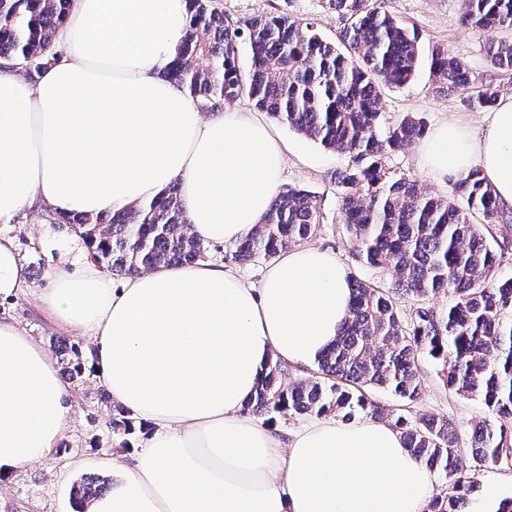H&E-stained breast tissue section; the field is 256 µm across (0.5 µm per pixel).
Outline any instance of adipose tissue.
<instances>
[{"mask_svg":"<svg viewBox=\"0 0 512 512\" xmlns=\"http://www.w3.org/2000/svg\"><path fill=\"white\" fill-rule=\"evenodd\" d=\"M188 0H73L62 57L33 81L0 67V223L37 207L114 212L178 182L195 236L224 245L269 210L284 151L246 112L204 117L161 77L190 21ZM437 174L478 166L512 208V96L478 140L439 127L424 149ZM25 267L0 237V300ZM351 298L336 257L296 247L258 283L210 261L111 280L91 259L53 272L39 300L93 347L113 401L148 431L100 460L118 478L88 512H424L428 470L386 423L324 418L280 436L244 411L269 358L312 364ZM53 355L0 320V485L45 458L69 423Z\"/></svg>","mask_w":512,"mask_h":512,"instance_id":"ef3b65f1","label":"adipose tissue"}]
</instances>
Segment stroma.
I'll list each match as a JSON object with an SVG mask.
<instances>
[{"mask_svg": "<svg viewBox=\"0 0 512 512\" xmlns=\"http://www.w3.org/2000/svg\"><path fill=\"white\" fill-rule=\"evenodd\" d=\"M221 5L225 17L233 23L262 13L284 14L295 20L316 22L323 35L331 39L337 38L344 26L342 18L328 10L323 0H221ZM380 5L417 29L423 51L439 47L460 56L470 66L476 81L492 85L498 96L512 95V70L488 65V37L462 25L461 0H381ZM379 108L383 121L389 123L407 115L421 118L429 134L451 123L477 137L492 116L491 109L473 107L460 97L439 94L424 68L406 85L384 89ZM272 130L284 149L282 188H304L319 198L321 223L308 238V245L331 252L351 277L388 287L386 275L359 261L342 224L336 174L347 165V156L324 149L280 123H273ZM423 146L419 140L407 151L388 154L385 164L395 174L416 178L424 191L447 195V178L436 177L422 164ZM0 234L13 238L26 266L24 288L16 298L0 300V318L17 322L45 347H53L64 338L80 349H87V341L58 327L39 301L40 294L51 286L49 271L75 260L84 247L83 241L69 225L36 221L28 214L18 215L9 224L0 223ZM437 372L433 361L422 362V393L417 410L447 416L458 428H466L468 422L483 415L482 401L448 391ZM102 390V384L91 372L82 384L72 386L71 421L61 439V448L44 460L22 467L7 486L0 488V512H74L70 491L86 474L85 469L79 468V461L119 453L125 440L133 445L141 442L143 435L139 432L126 439L113 434L112 403L103 400ZM478 480L481 490L472 501L474 512H496L500 500L512 496V471L486 469L479 472Z\"/></svg>", "mask_w": 512, "mask_h": 512, "instance_id": "1", "label": "stroma"}]
</instances>
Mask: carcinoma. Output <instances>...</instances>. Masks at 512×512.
Segmentation results:
<instances>
[{
  "instance_id": "obj_1",
  "label": "carcinoma",
  "mask_w": 512,
  "mask_h": 512,
  "mask_svg": "<svg viewBox=\"0 0 512 512\" xmlns=\"http://www.w3.org/2000/svg\"><path fill=\"white\" fill-rule=\"evenodd\" d=\"M72 0H0V60L33 80L61 51L56 33ZM348 20L340 42L327 39L313 22L285 15H257L228 23L218 0H189L191 21L163 76L182 85L193 100L213 110L246 96L257 108L351 165L337 174L341 214L357 257L385 272L391 288L351 282L352 303L336 342L318 358L319 375L285 381L287 366L272 360L247 408L256 415H358L398 430L405 448L447 482L424 512H469L484 468H512V278L500 275L512 248V217L496 200L477 167L450 179L446 197L423 191L408 175L384 164L422 136L425 124L406 116L380 131L382 87L409 82L422 63L417 30L374 0H326ZM461 23L477 31L512 30V0H462ZM247 38L251 65L241 69L238 46ZM492 66L512 69V39L486 48ZM437 91L491 108L489 85L472 79L463 58L434 49L429 63ZM483 223L474 222V217ZM321 212L315 193L280 191L263 221L240 241L223 246L224 260H268L317 231ZM85 234L91 257L114 274L133 275L161 263L193 264L211 245L195 238L174 182L150 201L90 216L51 215ZM499 235L498 248L488 242ZM448 310L427 304L437 294ZM410 304L406 313L401 304ZM65 372L84 374L80 348H61ZM431 359L449 391L482 399L486 415L470 423V442L459 443L458 427L446 417L422 413L412 403L422 389L420 364ZM377 388L400 399L396 408L368 397ZM113 431L135 432L132 418L112 406ZM467 452L471 465L463 464ZM109 486L88 477L74 486L75 512H84Z\"/></svg>"
}]
</instances>
